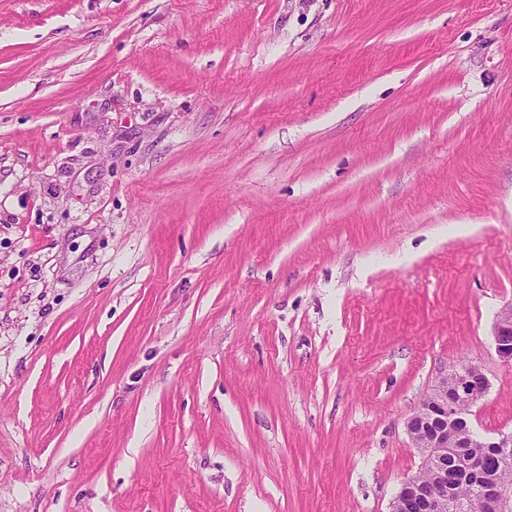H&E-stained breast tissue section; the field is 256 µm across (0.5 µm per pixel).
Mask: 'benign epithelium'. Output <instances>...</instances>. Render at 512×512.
I'll use <instances>...</instances> for the list:
<instances>
[{
  "mask_svg": "<svg viewBox=\"0 0 512 512\" xmlns=\"http://www.w3.org/2000/svg\"><path fill=\"white\" fill-rule=\"evenodd\" d=\"M497 355L512 364V304L503 308L493 326ZM489 381L475 365H458L447 370L437 381L434 391L406 421L412 445L423 460L439 469L440 492L427 493L416 475L401 482L399 492L389 503V512H467V503L456 494L457 480H448V453L463 448L459 431L466 430L477 442L494 444L504 454L512 453V430H500L493 437L477 433L468 421L471 408L486 394ZM492 512H512V485L487 478L477 488Z\"/></svg>",
  "mask_w": 512,
  "mask_h": 512,
  "instance_id": "7a95c632",
  "label": "benign epithelium"
}]
</instances>
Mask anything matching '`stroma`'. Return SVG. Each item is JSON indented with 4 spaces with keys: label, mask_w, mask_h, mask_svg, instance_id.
Here are the masks:
<instances>
[{
    "label": "stroma",
    "mask_w": 512,
    "mask_h": 512,
    "mask_svg": "<svg viewBox=\"0 0 512 512\" xmlns=\"http://www.w3.org/2000/svg\"><path fill=\"white\" fill-rule=\"evenodd\" d=\"M510 303L512 0H0V512H388Z\"/></svg>",
    "instance_id": "obj_1"
}]
</instances>
